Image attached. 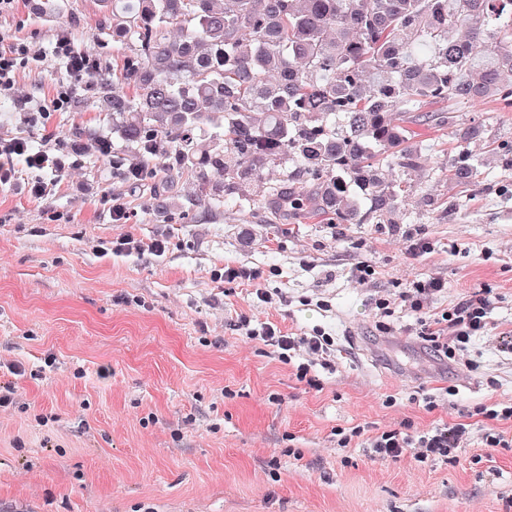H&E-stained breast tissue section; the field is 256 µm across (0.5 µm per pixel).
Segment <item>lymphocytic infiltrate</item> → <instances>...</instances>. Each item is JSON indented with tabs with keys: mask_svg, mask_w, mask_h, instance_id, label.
<instances>
[{
	"mask_svg": "<svg viewBox=\"0 0 512 512\" xmlns=\"http://www.w3.org/2000/svg\"><path fill=\"white\" fill-rule=\"evenodd\" d=\"M63 166L54 148L33 149L22 135L0 138L1 184L20 180V171L24 168L38 174L58 172ZM443 288L440 278L426 275L415 278L405 287L385 292L374 300L375 328L381 333L390 332L389 319L396 309H410L418 315L414 330L421 342L437 357L455 365L460 373L475 371L477 364L470 356V345L474 337L483 335L487 329L490 303L487 298L474 295L442 311H428V299ZM232 326L249 342L272 348L282 363L294 365L296 379L307 385L318 384L313 367L330 369L335 364L336 340L322 330L300 336L284 332L271 322L255 323L246 314L238 315ZM470 433L471 426L466 422L423 429L405 420L397 427L376 431L354 427L350 433L342 434L337 444L345 448L352 439L359 438L375 460H394L408 453L420 463L441 459L453 464L457 461L458 450L468 447Z\"/></svg>",
	"mask_w": 512,
	"mask_h": 512,
	"instance_id": "obj_1",
	"label": "lymphocytic infiltrate"
}]
</instances>
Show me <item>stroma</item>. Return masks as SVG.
<instances>
[{
  "mask_svg": "<svg viewBox=\"0 0 512 512\" xmlns=\"http://www.w3.org/2000/svg\"><path fill=\"white\" fill-rule=\"evenodd\" d=\"M56 18L17 0L0 15V35L27 44L0 96V136L24 134L34 147L58 139L69 166L48 198L22 183L0 185V355L20 361L14 379L27 412L0 414V512H512V447L485 445L479 405L512 399V167L487 150L512 141V110L489 102L455 113L447 129L417 143L410 199L388 224H317L275 216L254 196L249 207L212 209L195 178L172 172L174 193L156 197L121 179L111 153L84 151L79 126L96 124L94 87H78L70 109L20 125L16 104L43 101L70 77L52 53L59 32L104 65L130 45L100 26L98 0H64ZM477 126L474 153L492 175L480 191L437 169L457 133ZM128 219L110 218L113 200ZM167 238L159 258L94 255L95 240ZM430 242L422 257L412 239ZM378 278L356 285L359 263ZM268 272L267 287L288 305L260 306L249 286L226 290L224 265ZM425 273L441 278L439 310L473 295L491 305L487 335L474 339L478 368L454 381L410 331L416 316L396 310L393 333L372 326L378 292ZM321 297L328 310L302 305ZM246 313L287 332L322 328L339 348L335 372L315 368L319 386L298 382L272 352L245 344L231 320ZM443 397L427 412L414 392ZM472 422L456 465L404 455L374 461L360 441L337 445L336 430ZM25 447L15 450L14 438Z\"/></svg>",
  "mask_w": 512,
  "mask_h": 512,
  "instance_id": "obj_1",
  "label": "stroma"
}]
</instances>
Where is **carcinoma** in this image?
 Wrapping results in <instances>:
<instances>
[{
	"label": "carcinoma",
	"mask_w": 512,
	"mask_h": 512,
	"mask_svg": "<svg viewBox=\"0 0 512 512\" xmlns=\"http://www.w3.org/2000/svg\"><path fill=\"white\" fill-rule=\"evenodd\" d=\"M129 41L119 79H97L98 112L133 148L117 174L157 195L194 173L214 208L251 202L243 185L286 167L274 214L319 224H386L420 155L413 126H448L430 107H512V0H100ZM460 134L442 170L478 187L482 160Z\"/></svg>",
	"instance_id": "1"
}]
</instances>
